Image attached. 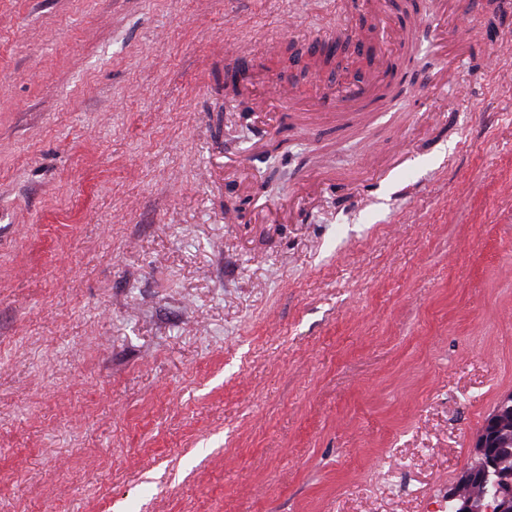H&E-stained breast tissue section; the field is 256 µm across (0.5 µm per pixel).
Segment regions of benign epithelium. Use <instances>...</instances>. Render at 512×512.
Masks as SVG:
<instances>
[{
	"label": "benign epithelium",
	"mask_w": 512,
	"mask_h": 512,
	"mask_svg": "<svg viewBox=\"0 0 512 512\" xmlns=\"http://www.w3.org/2000/svg\"><path fill=\"white\" fill-rule=\"evenodd\" d=\"M512 447V393L503 398L486 419L472 444L470 465L460 474L463 489L478 487L493 490L492 499L497 512H512V471L504 470L497 452ZM452 512H482L484 506L460 492L448 496Z\"/></svg>",
	"instance_id": "benign-epithelium-1"
}]
</instances>
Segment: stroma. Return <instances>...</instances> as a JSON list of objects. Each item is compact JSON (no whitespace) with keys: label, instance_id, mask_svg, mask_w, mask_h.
I'll list each match as a JSON object with an SVG mask.
<instances>
[{"label":"stroma","instance_id":"1","mask_svg":"<svg viewBox=\"0 0 512 512\" xmlns=\"http://www.w3.org/2000/svg\"><path fill=\"white\" fill-rule=\"evenodd\" d=\"M363 2L0 0V512H444L512 393V45L387 0L386 107L280 103Z\"/></svg>","mask_w":512,"mask_h":512}]
</instances>
